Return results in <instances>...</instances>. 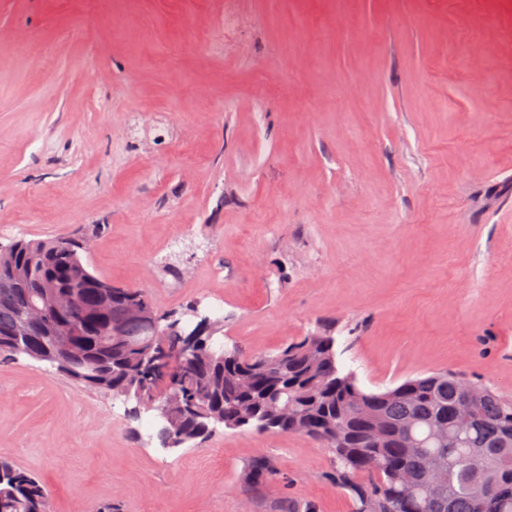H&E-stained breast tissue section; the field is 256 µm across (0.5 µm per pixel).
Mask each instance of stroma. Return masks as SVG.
Wrapping results in <instances>:
<instances>
[{"instance_id": "1", "label": "stroma", "mask_w": 512, "mask_h": 512, "mask_svg": "<svg viewBox=\"0 0 512 512\" xmlns=\"http://www.w3.org/2000/svg\"><path fill=\"white\" fill-rule=\"evenodd\" d=\"M79 236L245 354L326 325L365 390L512 399V0H0V247ZM157 426L0 353V456L54 512H353L305 436ZM275 476V469L267 456L259 455L253 459L249 469L244 473L243 481L248 489L256 490L267 486Z\"/></svg>"}]
</instances>
